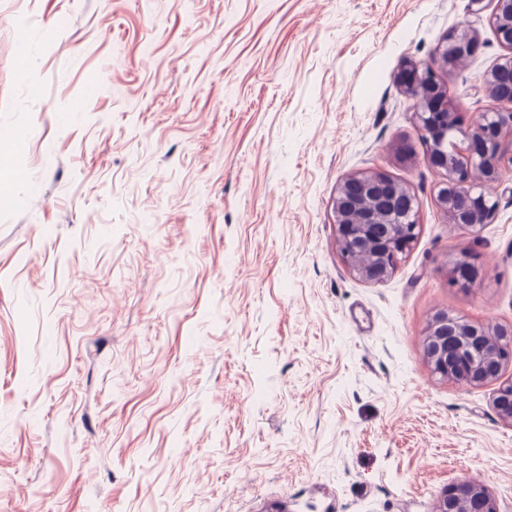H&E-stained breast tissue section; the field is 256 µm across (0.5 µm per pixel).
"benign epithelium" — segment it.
<instances>
[{"mask_svg":"<svg viewBox=\"0 0 512 512\" xmlns=\"http://www.w3.org/2000/svg\"><path fill=\"white\" fill-rule=\"evenodd\" d=\"M489 23L507 53L481 78L492 105L465 122L448 100L439 75L452 70L477 50L471 29L449 32L434 49V63L407 60L399 83L414 100V120L428 143L426 162L440 177L437 205L449 223L477 229L495 215L498 201L488 191L501 181L506 147L512 146V0H492ZM418 204L410 189L384 172L347 176L336 190V243L342 258L359 278L381 281L396 269L418 237ZM423 352L432 371L467 386L499 383L494 406L512 426V380L500 381L512 363V327L472 323L446 312L429 320ZM435 512H499L482 484L462 479L446 488Z\"/></svg>","mask_w":512,"mask_h":512,"instance_id":"obj_1","label":"benign epithelium"}]
</instances>
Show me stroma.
I'll return each mask as SVG.
<instances>
[{
    "instance_id": "1",
    "label": "stroma",
    "mask_w": 512,
    "mask_h": 512,
    "mask_svg": "<svg viewBox=\"0 0 512 512\" xmlns=\"http://www.w3.org/2000/svg\"><path fill=\"white\" fill-rule=\"evenodd\" d=\"M468 5L0 0V512H433L462 478L512 512L495 385L423 355L440 311L512 326V172L449 223L397 80L468 27L443 79L490 107L505 49ZM365 170L419 203L380 282L336 245Z\"/></svg>"
}]
</instances>
